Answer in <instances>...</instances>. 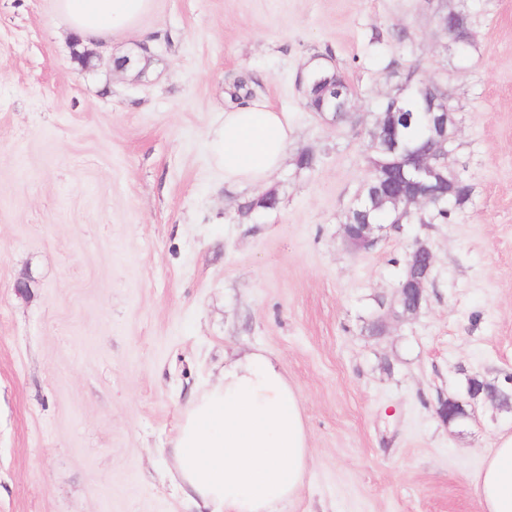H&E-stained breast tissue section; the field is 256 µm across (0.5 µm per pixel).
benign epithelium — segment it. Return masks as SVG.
Instances as JSON below:
<instances>
[{
  "label": "benign epithelium",
  "instance_id": "obj_1",
  "mask_svg": "<svg viewBox=\"0 0 512 512\" xmlns=\"http://www.w3.org/2000/svg\"><path fill=\"white\" fill-rule=\"evenodd\" d=\"M425 111L430 116V148L423 149L408 144L398 135L399 126L405 123L403 113L399 111L386 115V122L393 131V137L380 149L376 147V141L373 140L370 144V149L375 152L379 150L396 161H409L406 173L402 174L407 190L396 198V202L402 205L401 214L405 216L410 215L415 209L429 206L431 196L428 188L439 175L438 161L448 159L457 133L454 109L450 106L449 97L427 101ZM381 230L380 224H345L343 241L353 252L366 250L374 245ZM433 263V253L425 243L418 242L412 247L406 262L408 286L396 289L395 300L390 305L387 316L377 319L378 332L384 331L388 316L408 319L420 312ZM467 396L466 400L450 397L441 401L437 409L438 417L447 424L464 422L470 417L468 406L479 400H488L484 388L480 387L474 378L468 382Z\"/></svg>",
  "mask_w": 512,
  "mask_h": 512
}]
</instances>
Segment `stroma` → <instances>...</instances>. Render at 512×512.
Masks as SVG:
<instances>
[{"instance_id":"stroma-1","label":"stroma","mask_w":512,"mask_h":512,"mask_svg":"<svg viewBox=\"0 0 512 512\" xmlns=\"http://www.w3.org/2000/svg\"><path fill=\"white\" fill-rule=\"evenodd\" d=\"M459 4L465 50L438 24ZM134 49L144 73L84 67L54 0H0V512H188L179 414L253 350L298 389L310 437L282 512H481L469 478L512 413L436 409L512 376V0H155L112 43ZM310 57L342 73L348 119L307 107ZM409 73L448 91L471 200L354 254L369 131ZM242 76L294 129L278 207L245 218L263 189L226 182L210 150ZM419 241V314L371 336ZM485 385L486 383L482 382L481 388H479L480 385L476 382V379H471L467 385L468 400L448 397V399L441 401L437 409L438 417L447 424L466 421L470 417L468 406H471L478 400L484 402L490 400V398L484 394Z\"/></svg>"}]
</instances>
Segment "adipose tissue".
<instances>
[{"mask_svg": "<svg viewBox=\"0 0 512 512\" xmlns=\"http://www.w3.org/2000/svg\"><path fill=\"white\" fill-rule=\"evenodd\" d=\"M153 7L154 0H56L58 17L82 40L135 29ZM291 135L287 113L254 98L225 111L211 152L226 181L259 186L282 165ZM172 448L173 481L206 512H280L311 464L300 394L261 351L225 359L182 410ZM471 481L483 512H512V433L498 436Z\"/></svg>", "mask_w": 512, "mask_h": 512, "instance_id": "1", "label": "adipose tissue"}]
</instances>
